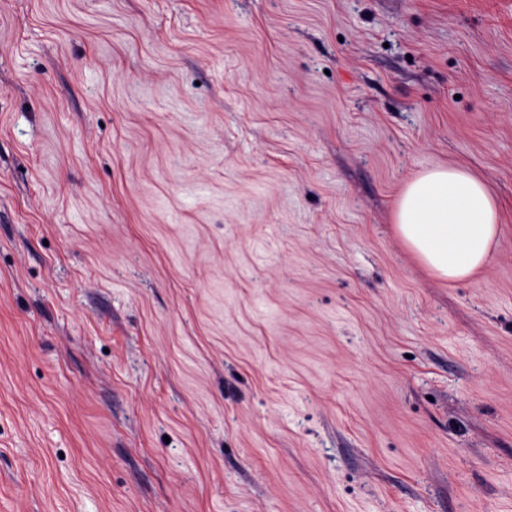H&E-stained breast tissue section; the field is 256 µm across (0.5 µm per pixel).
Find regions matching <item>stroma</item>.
Listing matches in <instances>:
<instances>
[{
  "mask_svg": "<svg viewBox=\"0 0 512 512\" xmlns=\"http://www.w3.org/2000/svg\"><path fill=\"white\" fill-rule=\"evenodd\" d=\"M0 512H512V0H0ZM394 224L417 260L448 282L473 279L502 231L486 183L451 166L424 170L405 185Z\"/></svg>",
  "mask_w": 512,
  "mask_h": 512,
  "instance_id": "1",
  "label": "stroma"
}]
</instances>
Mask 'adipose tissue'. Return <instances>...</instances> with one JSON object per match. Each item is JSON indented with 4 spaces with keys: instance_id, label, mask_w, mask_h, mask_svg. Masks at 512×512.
Listing matches in <instances>:
<instances>
[{
    "instance_id": "adipose-tissue-1",
    "label": "adipose tissue",
    "mask_w": 512,
    "mask_h": 512,
    "mask_svg": "<svg viewBox=\"0 0 512 512\" xmlns=\"http://www.w3.org/2000/svg\"><path fill=\"white\" fill-rule=\"evenodd\" d=\"M394 224L417 260L434 276L451 282L473 279L502 231L486 183L451 166L424 170L405 185Z\"/></svg>"
}]
</instances>
